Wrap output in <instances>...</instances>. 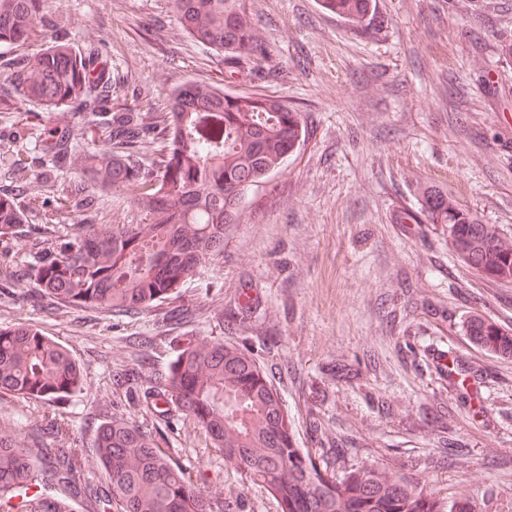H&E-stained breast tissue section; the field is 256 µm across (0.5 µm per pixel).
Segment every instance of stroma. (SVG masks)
<instances>
[{
  "label": "stroma",
  "instance_id": "1",
  "mask_svg": "<svg viewBox=\"0 0 512 512\" xmlns=\"http://www.w3.org/2000/svg\"><path fill=\"white\" fill-rule=\"evenodd\" d=\"M271 79L235 92L280 97L304 138L250 190L224 250L178 293L136 316L32 305L31 284L0 292V327L32 324L79 365V392L57 403L0 394L18 435L55 421L48 447L76 448L102 485L100 424L150 428L160 449L241 512H279L203 430L152 387L188 337L250 348L280 392L297 444L343 449L475 512H512V357L465 331L478 315L512 329V281L468 268L431 223L428 191L512 242V0H376L363 28L322 0H246ZM78 45L112 57V80L142 110L193 80L222 82L217 55L193 41L169 0H46ZM139 185L103 193L105 220L135 224ZM43 224L69 233L81 213L30 186ZM254 302L242 308V291Z\"/></svg>",
  "mask_w": 512,
  "mask_h": 512
}]
</instances>
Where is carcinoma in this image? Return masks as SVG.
I'll use <instances>...</instances> for the list:
<instances>
[{"mask_svg": "<svg viewBox=\"0 0 512 512\" xmlns=\"http://www.w3.org/2000/svg\"><path fill=\"white\" fill-rule=\"evenodd\" d=\"M44 0H0V69L10 89L0 112L33 103L36 152L25 165L42 186L56 172L76 170L99 190L138 183L139 224H98L96 198L82 187L63 196L66 208L87 213L71 233L52 237L38 214L22 207L24 192L0 191V237L33 223L27 264L0 270V288L26 279L50 308L93 307L139 314L170 297L202 264L224 249L244 195L281 168L300 144L301 120L285 101L225 91L191 81L168 95L161 112H144L112 91V61L80 48L48 20L51 44L28 53L39 36ZM338 16L359 25L366 0H326ZM176 18L197 43L222 55L224 77L259 72L267 51L245 0H173ZM107 140L106 152L76 150L79 137ZM163 150L150 165L140 150L156 140ZM435 224L448 225V243L475 272L512 280V245L439 193L425 200ZM481 348L512 356V330L479 316L466 324ZM82 374L69 352L34 325L0 328V393L54 402L80 390ZM171 402L205 431L214 447L250 481L268 490L280 512H474L467 497L444 499L386 471L329 470L311 448L296 447L280 393L251 351L222 342L188 340L153 394ZM97 457L105 486L81 481L74 449L27 443L0 420V512H74L52 496L89 501V512H239L238 501L215 500L195 489L186 471L164 454L156 435L123 419L104 423Z\"/></svg>", "mask_w": 512, "mask_h": 512, "instance_id": "carcinoma-1", "label": "carcinoma"}]
</instances>
